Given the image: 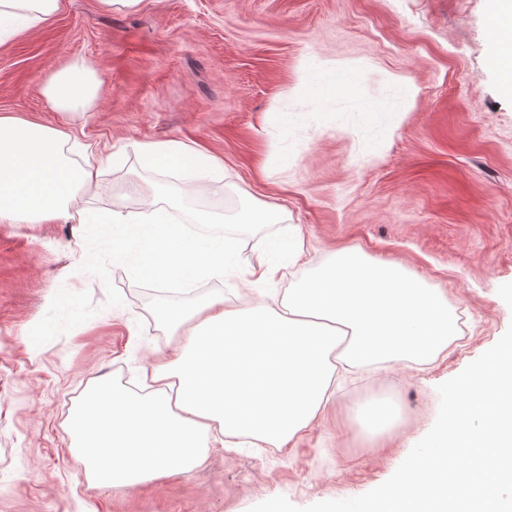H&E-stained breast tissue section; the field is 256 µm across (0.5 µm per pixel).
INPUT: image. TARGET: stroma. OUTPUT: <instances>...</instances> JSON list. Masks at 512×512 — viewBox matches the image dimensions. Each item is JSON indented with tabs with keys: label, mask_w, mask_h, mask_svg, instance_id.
<instances>
[{
	"label": "stroma",
	"mask_w": 512,
	"mask_h": 512,
	"mask_svg": "<svg viewBox=\"0 0 512 512\" xmlns=\"http://www.w3.org/2000/svg\"><path fill=\"white\" fill-rule=\"evenodd\" d=\"M488 0H142L104 11L61 0L34 32L0 47V115L47 123L111 156L81 207L131 211L152 192L221 218L244 267L296 226L314 269L361 248L403 263L461 315L460 339L431 364L401 359L351 368L325 411L284 448L212 451L205 465L135 487L97 486L69 427L99 381L143 383L183 344L152 314L156 285L131 284L95 258L83 224H0V512H248L282 495L305 507L384 483L434 424L437 387L512 326V99L500 93ZM84 60L98 97L84 121L56 112L49 76ZM345 75L352 95L320 90L306 66ZM416 90L402 122L374 150L355 110L397 84ZM196 144L224 164L195 195L173 172L144 171L147 142ZM274 207V224H242ZM289 279L196 283L183 303L224 295L229 306L285 295ZM75 324L35 332L56 301ZM391 393L400 424L362 438L352 419Z\"/></svg>",
	"instance_id": "stroma-1"
}]
</instances>
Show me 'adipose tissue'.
<instances>
[{
    "label": "adipose tissue",
    "mask_w": 512,
    "mask_h": 512,
    "mask_svg": "<svg viewBox=\"0 0 512 512\" xmlns=\"http://www.w3.org/2000/svg\"><path fill=\"white\" fill-rule=\"evenodd\" d=\"M60 0H0V46L42 27ZM99 89L94 71L75 61L49 77L48 102L71 120L85 118ZM412 86L361 107L374 140L387 134L413 104ZM60 129L0 116V223L74 220L99 228L101 245L132 283L174 290L221 279L242 265L235 238L206 211L176 220L181 202L152 200L145 209L99 214L80 208L97 173L79 163ZM143 166L174 169L203 189L221 164L180 141L140 145ZM280 260L251 268L255 281L283 277L307 250L287 227L276 241ZM154 317L170 334L188 331L166 363L153 366L137 388L103 381L89 388L70 418L77 452L100 486H136L167 473L190 472L225 438L244 437L277 448L293 441L330 401L337 364L371 367L401 357L432 362L458 335L446 298L397 262H379L358 249L336 253L294 276L286 298L237 308L209 298L184 306L159 300ZM361 432L376 437L396 427L401 411L377 396L359 408Z\"/></svg>",
    "instance_id": "adipose-tissue-1"
}]
</instances>
